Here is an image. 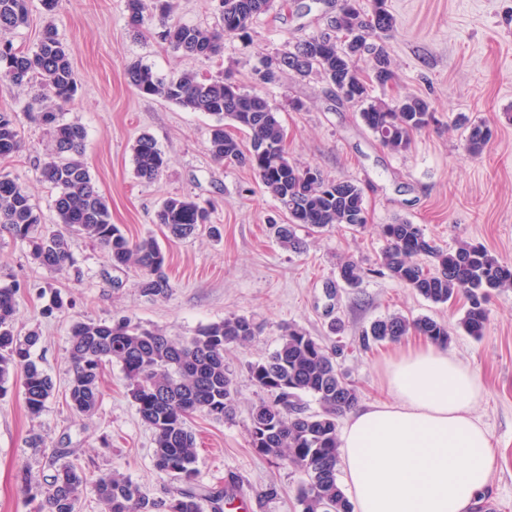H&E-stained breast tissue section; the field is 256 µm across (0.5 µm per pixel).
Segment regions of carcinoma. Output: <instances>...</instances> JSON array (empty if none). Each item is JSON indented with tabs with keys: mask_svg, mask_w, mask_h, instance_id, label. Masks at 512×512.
<instances>
[{
	"mask_svg": "<svg viewBox=\"0 0 512 512\" xmlns=\"http://www.w3.org/2000/svg\"><path fill=\"white\" fill-rule=\"evenodd\" d=\"M273 0H218L221 24L202 28L174 22L169 0H125L128 26L134 32L152 10L162 30L160 39L171 49L190 57L210 58L221 53L224 35L248 32L253 21L267 12ZM379 8L365 16L350 2L332 21L333 33L301 39L264 65L263 83H274L289 71L300 77L320 75L336 95L362 105L360 118L387 150L399 153L411 146L414 132L432 120L431 104L419 97L369 100V85L357 66L366 51L374 53V80L385 87L396 80L384 45H370L366 37L382 38L396 26L395 17ZM31 0H0V32L15 31L29 22ZM72 49L47 25L35 48L22 50L9 40H0V81L16 86L38 81V100L51 101L40 115L53 148L39 163L42 181L56 191V223L64 231L44 233L41 213L30 195L8 173H0V224L26 242L34 262L49 271H61L70 262V239L89 238L107 253L115 267L132 265L141 273V293L156 296L169 291L165 254L152 237L131 240L112 223L107 200L99 194L82 160L85 128L63 120L62 113L78 91L72 66ZM128 82L143 96L172 102L191 112H203L215 120L211 126L209 152L218 162L249 168L264 191L288 215V223L275 225L279 243L298 251L303 242L297 229L323 230L336 225L351 228L367 223L361 189L348 180L325 178L319 171L301 168L284 145V130L278 112L259 92H245L230 75L199 76L184 72L168 79L151 67L133 62L126 68ZM248 131L250 148L224 130V121ZM491 140L488 127H470L466 148L481 154ZM22 147L17 114L0 111V158H9ZM136 176L148 182L160 177L167 165L153 137L143 133L132 147ZM154 223L167 227L177 239L192 235L211 223L209 209L185 195L169 196L155 213ZM387 246L381 266L390 275L436 304H446L459 295L468 307L460 327L470 336L482 335L486 302L493 291L512 288V265L502 262L488 249L461 241L444 250L426 237L421 227L406 219L383 226ZM339 278L354 286L361 269L354 262L338 267ZM14 290L0 288V390L22 373V393L30 414L42 412L53 392L51 379L31 360L39 336L20 335L15 330ZM261 332V325L246 316H230L211 323L188 339H172L157 329H147L129 319L118 322L77 321L71 327L68 379L70 405L82 413L93 412L99 403V378L105 363L121 365L130 395L142 419L154 433L155 469L177 482L165 503L166 512H224L225 492L206 491L196 482L197 454L188 425L196 412L216 420L234 411L233 379L224 365V350L246 344ZM415 333L438 345L450 340L448 326L424 316L409 320L401 315L376 319L363 331V343H395ZM337 350L294 326H288L277 349L266 359L250 365L255 384L267 393L250 415V443L262 456L287 461L306 476L298 490L302 512H353L352 504L337 482V419L359 402L356 387L336 363ZM310 395L320 411L310 413L302 396ZM55 472L43 487L23 476L25 492L39 500L38 512H80L84 479L70 462L57 456ZM93 490L108 512H149L154 507L131 480L103 475Z\"/></svg>",
	"mask_w": 512,
	"mask_h": 512,
	"instance_id": "cac0c4a2",
	"label": "carcinoma"
}]
</instances>
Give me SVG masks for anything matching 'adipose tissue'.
<instances>
[{
    "instance_id": "adipose-tissue-1",
    "label": "adipose tissue",
    "mask_w": 512,
    "mask_h": 512,
    "mask_svg": "<svg viewBox=\"0 0 512 512\" xmlns=\"http://www.w3.org/2000/svg\"><path fill=\"white\" fill-rule=\"evenodd\" d=\"M483 394L475 368L442 346L395 349L381 398L352 410L340 434L354 512H476L494 458L476 414Z\"/></svg>"
}]
</instances>
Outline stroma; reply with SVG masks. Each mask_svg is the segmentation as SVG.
<instances>
[{"mask_svg":"<svg viewBox=\"0 0 512 512\" xmlns=\"http://www.w3.org/2000/svg\"><path fill=\"white\" fill-rule=\"evenodd\" d=\"M340 3L274 0L247 36L225 37L223 53L209 59L173 51L157 37L158 23L151 19L144 35H135L127 25L125 0H59L49 18L34 0L29 25L9 33L14 46L31 49L50 22L72 46L80 88L63 118L86 129L83 160L109 203L113 223L131 239H157L172 288L160 296L143 295L138 269L112 266L83 237L71 241L70 265L48 271L33 262L25 243L0 226V287L15 288V328L22 335L38 332L32 358L54 383L53 395L36 416L26 408L21 376L10 379L7 393L0 395V512H34L19 475L26 470L34 481L47 484L55 454L88 479L117 473L139 485L150 501L169 498L173 482L153 465V431L141 419L119 364H106L93 414L71 408L67 383L74 321L128 318L176 339L232 315L260 322L259 336L224 353L234 382V417L218 421L199 413L190 423L197 442V482L209 491L242 485L249 494L248 512H301L297 489L304 473L259 456L250 445V411L264 394L252 382L249 367L268 357L293 324L316 338L338 341L342 371L357 387L361 403L372 402L380 393L383 359L393 346L365 350L360 336L372 321L391 314L427 315L445 323L451 334L448 351L478 371L485 394L477 414L496 448L480 512H512V289L489 298L486 327L476 339L459 326L465 298L431 303L379 266L386 246L381 227L401 218L420 225L442 248L466 240L512 264V0H386L397 20L385 42L397 82L373 86L371 94L385 100L420 96L433 112L430 124L401 154L383 148L358 108L339 104L318 75L301 79L287 73L273 84L258 80L263 60L287 42L324 31ZM135 61L166 78L185 70L228 73L243 91L265 95L287 134L291 159L328 178L357 184L366 224L319 233L301 228L302 252L282 248L269 228L271 221L284 219L278 203L248 168L225 166L211 157L213 118L140 95L125 76L126 66ZM298 101L303 104L299 110L294 107ZM38 109L31 93L0 81V110L17 113L23 138L18 153L0 159V171L18 180L50 224L54 193L40 179L37 165L52 142L38 122ZM460 114L491 128L482 156L467 153L468 130L455 123ZM143 132L153 136L168 160L152 182L134 174L131 147ZM171 195H189L211 207L217 234L203 229L186 240L170 237L154 215ZM345 261L363 268L358 286L339 280L337 267ZM56 295L64 309L43 317Z\"/></svg>","mask_w":512,"mask_h":512,"instance_id":"1","label":"stroma"}]
</instances>
